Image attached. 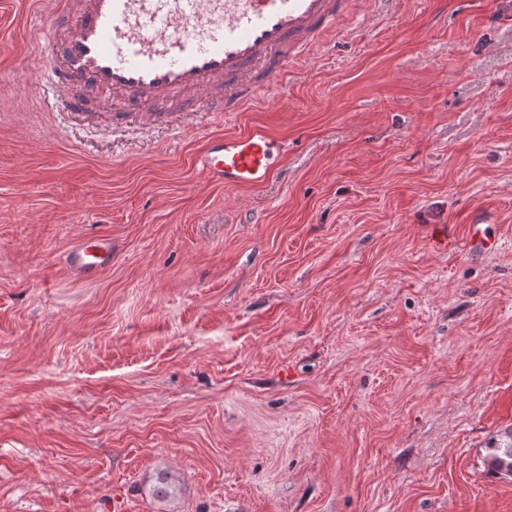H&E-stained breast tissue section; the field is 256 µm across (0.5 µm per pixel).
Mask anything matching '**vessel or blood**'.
<instances>
[{"label": "vessel or blood", "instance_id": "obj_1", "mask_svg": "<svg viewBox=\"0 0 512 512\" xmlns=\"http://www.w3.org/2000/svg\"><path fill=\"white\" fill-rule=\"evenodd\" d=\"M357 0H31L51 30L40 41L42 80L60 112L87 113L81 88L125 105H161L195 93L216 114L243 111L266 88L283 84L293 63L325 46ZM280 152L262 125L218 134L196 158L213 184L258 186ZM64 262L94 279L112 262V241L84 237Z\"/></svg>", "mask_w": 512, "mask_h": 512}]
</instances>
